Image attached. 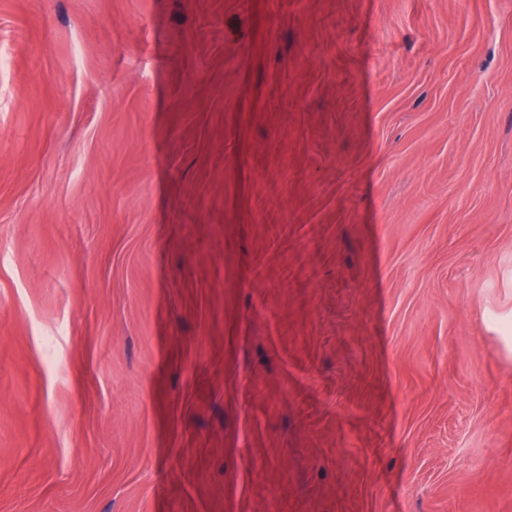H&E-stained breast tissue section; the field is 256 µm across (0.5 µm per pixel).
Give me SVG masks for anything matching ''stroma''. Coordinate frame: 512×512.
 I'll list each match as a JSON object with an SVG mask.
<instances>
[{
	"label": "stroma",
	"mask_w": 512,
	"mask_h": 512,
	"mask_svg": "<svg viewBox=\"0 0 512 512\" xmlns=\"http://www.w3.org/2000/svg\"><path fill=\"white\" fill-rule=\"evenodd\" d=\"M0 512H512V0H0Z\"/></svg>",
	"instance_id": "stroma-1"
}]
</instances>
